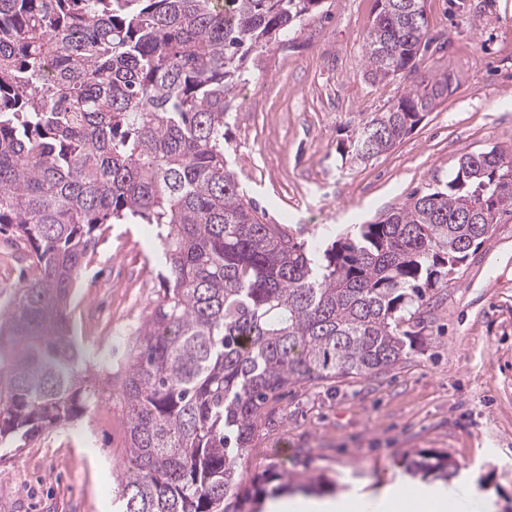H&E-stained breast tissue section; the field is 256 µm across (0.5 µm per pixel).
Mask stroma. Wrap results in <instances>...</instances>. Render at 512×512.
<instances>
[{
  "mask_svg": "<svg viewBox=\"0 0 512 512\" xmlns=\"http://www.w3.org/2000/svg\"><path fill=\"white\" fill-rule=\"evenodd\" d=\"M440 50L419 69L448 73L437 100L392 149L361 162L356 129L407 90L371 83L363 37L377 0H323L285 41L254 53L232 93L224 149L247 199L300 240L381 219L448 181L459 158L512 149V0H423ZM159 241L145 224H109L73 300L74 333L92 354L122 353L161 288ZM24 251L0 234V304L21 284ZM408 354L385 374L290 385L263 412L239 471L358 486L378 505L408 461L447 452L442 488L460 512H512V213L419 309ZM125 425L103 403L76 424L0 458V512H110Z\"/></svg>",
  "mask_w": 512,
  "mask_h": 512,
  "instance_id": "stroma-1",
  "label": "stroma"
}]
</instances>
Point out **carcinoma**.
<instances>
[{"instance_id":"obj_1","label":"carcinoma","mask_w":512,"mask_h":512,"mask_svg":"<svg viewBox=\"0 0 512 512\" xmlns=\"http://www.w3.org/2000/svg\"><path fill=\"white\" fill-rule=\"evenodd\" d=\"M368 75L411 80L357 131L364 161L447 95L419 72L422 0H377ZM322 0H0V231L30 273L0 306V447L72 425L108 400L125 421L117 512H261L268 469L237 462L265 405L303 380L376 376L406 356L410 306L512 212V151L459 158L454 176L330 244L265 224L224 152L247 58ZM105 224H150L162 294L126 359L92 361L70 301ZM447 480L445 452L411 461Z\"/></svg>"}]
</instances>
